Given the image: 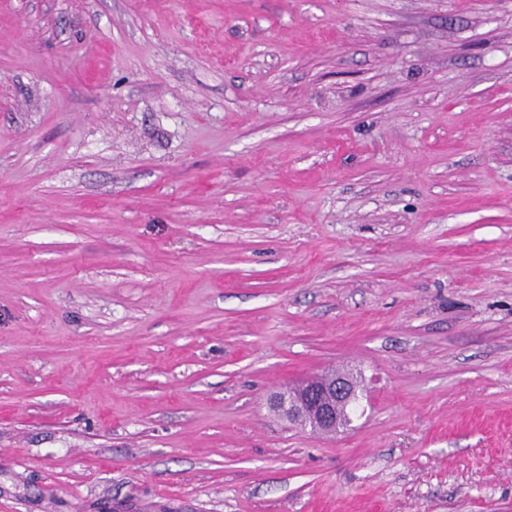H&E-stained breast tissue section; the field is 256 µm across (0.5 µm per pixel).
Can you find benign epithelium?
<instances>
[{
    "label": "benign epithelium",
    "instance_id": "7a95c632",
    "mask_svg": "<svg viewBox=\"0 0 512 512\" xmlns=\"http://www.w3.org/2000/svg\"><path fill=\"white\" fill-rule=\"evenodd\" d=\"M356 395L352 379L338 376L327 380L319 375L276 395L273 406L289 421L329 435L344 428L339 408Z\"/></svg>",
    "mask_w": 512,
    "mask_h": 512
}]
</instances>
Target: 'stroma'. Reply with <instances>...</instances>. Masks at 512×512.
<instances>
[{
	"label": "stroma",
	"mask_w": 512,
	"mask_h": 512,
	"mask_svg": "<svg viewBox=\"0 0 512 512\" xmlns=\"http://www.w3.org/2000/svg\"><path fill=\"white\" fill-rule=\"evenodd\" d=\"M0 512H512V0H0ZM356 387L360 384L353 375ZM351 378L338 376L332 380L322 375L308 379L276 395L273 406L288 420L322 435L336 434L345 427L342 417L351 424L350 410L339 408L357 395Z\"/></svg>",
	"instance_id": "stroma-1"
}]
</instances>
